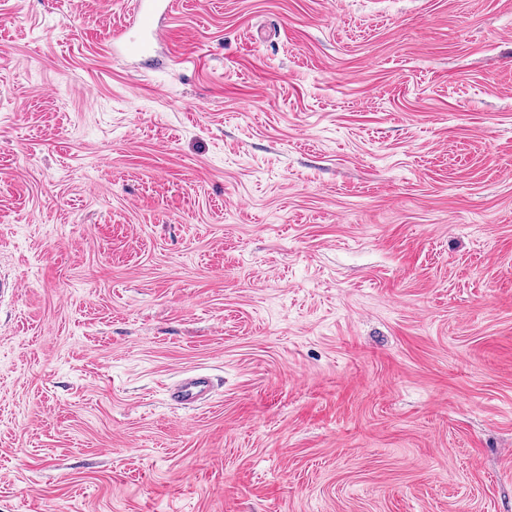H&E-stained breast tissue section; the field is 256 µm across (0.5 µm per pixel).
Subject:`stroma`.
<instances>
[{
	"label": "stroma",
	"mask_w": 512,
	"mask_h": 512,
	"mask_svg": "<svg viewBox=\"0 0 512 512\" xmlns=\"http://www.w3.org/2000/svg\"><path fill=\"white\" fill-rule=\"evenodd\" d=\"M130 8L0 0V512H512V0ZM151 7H145L144 1H132V28H135L144 38L141 42H134L126 31L113 36L112 49L119 47L122 53H141L154 45L164 41L163 16L167 13L170 3L166 0H152ZM211 394L208 376L191 374L183 377L173 388L171 397L175 405L183 408L196 407L205 402Z\"/></svg>",
	"instance_id": "obj_1"
}]
</instances>
